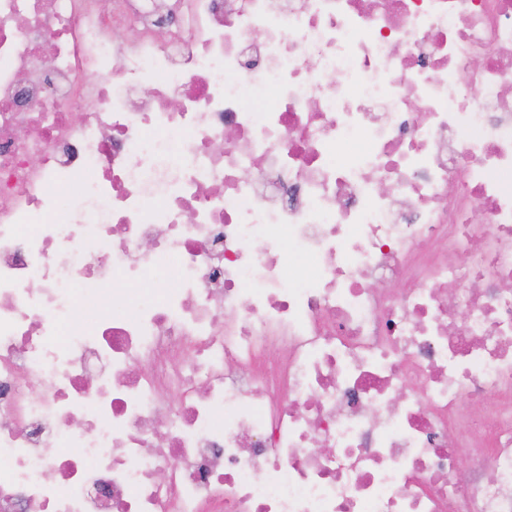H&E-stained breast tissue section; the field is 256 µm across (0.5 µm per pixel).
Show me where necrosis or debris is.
<instances>
[{
    "label": "necrosis or debris",
    "instance_id": "4bbe7bcc",
    "mask_svg": "<svg viewBox=\"0 0 512 512\" xmlns=\"http://www.w3.org/2000/svg\"><path fill=\"white\" fill-rule=\"evenodd\" d=\"M511 174L512 0H0V512H512Z\"/></svg>",
    "mask_w": 512,
    "mask_h": 512
}]
</instances>
